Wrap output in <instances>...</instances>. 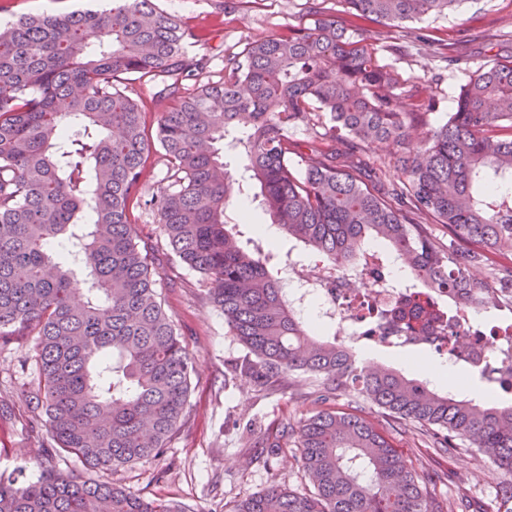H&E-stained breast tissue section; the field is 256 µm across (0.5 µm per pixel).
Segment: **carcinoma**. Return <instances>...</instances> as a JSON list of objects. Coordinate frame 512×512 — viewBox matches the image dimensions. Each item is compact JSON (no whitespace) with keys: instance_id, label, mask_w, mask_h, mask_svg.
<instances>
[{"instance_id":"carcinoma-1","label":"carcinoma","mask_w":512,"mask_h":512,"mask_svg":"<svg viewBox=\"0 0 512 512\" xmlns=\"http://www.w3.org/2000/svg\"><path fill=\"white\" fill-rule=\"evenodd\" d=\"M343 12L400 27L455 9L461 0H342ZM313 22L255 39L224 57V77L179 93L207 59L195 38L153 0H112L102 11L30 15L0 27V342L35 337L37 387L28 403L45 416L41 473L0 479V512H184L109 481L56 469L73 454L112 471L159 456L181 423L193 361L159 300V273L128 219L155 147L168 188L144 200L167 245L203 276L213 305L247 350L241 371L261 387L299 372L327 388L417 425L432 447L484 452L512 475V405L477 403L425 381L371 369L355 347L303 322L281 286L288 253L226 219L232 190L268 211L292 247L345 270L403 257L410 288L428 299L485 290L470 268L512 292V56L488 60L460 85L456 108L414 142L435 99H422L397 61L383 62L379 32L350 29L324 8ZM176 97L156 141L129 82ZM312 135L303 143L292 130ZM400 152L370 160L374 144ZM243 162L235 176L224 156ZM402 172L386 180V168ZM448 228V241L433 225ZM382 339L416 328L380 317ZM300 449L313 491L278 485L227 512H512V480L489 503L464 493L437 501L433 478L407 464L360 410H320L298 429L268 436Z\"/></svg>"}]
</instances>
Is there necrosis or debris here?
Segmentation results:
<instances>
[{
  "label": "necrosis or debris",
  "mask_w": 512,
  "mask_h": 512,
  "mask_svg": "<svg viewBox=\"0 0 512 512\" xmlns=\"http://www.w3.org/2000/svg\"><path fill=\"white\" fill-rule=\"evenodd\" d=\"M365 280L366 287L353 288L343 271L330 269L319 261L306 264L296 257L288 263L284 287L297 313H305L310 305H317L320 320L338 327L346 339L367 346L379 339L374 315L381 310L404 315L435 340L456 335L464 346L461 365L473 361L481 366L512 362V342L503 340L502 325H491L481 331L476 329L473 318L487 300L493 309L508 310L512 307L508 298L495 292L487 300L478 296L450 309L443 306L431 309L422 306L420 297L396 281L389 264L373 266Z\"/></svg>",
  "instance_id": "4bbe7bcc"
}]
</instances>
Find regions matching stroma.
Here are the masks:
<instances>
[{"label":"stroma","instance_id":"obj_1","mask_svg":"<svg viewBox=\"0 0 512 512\" xmlns=\"http://www.w3.org/2000/svg\"><path fill=\"white\" fill-rule=\"evenodd\" d=\"M229 0H156L159 8L178 15L204 42L195 53L206 56L203 79L223 74L224 56L240 51L246 42L312 21L311 0H243L232 8ZM105 0H0V20L28 14H65L100 8ZM428 39L422 53L401 62L404 76L422 97H439L435 114L421 133L443 124L454 111L466 73L486 59L512 56V0H463L456 10L429 15L405 27L383 29L386 43L408 45V32ZM129 218L138 241L158 271L157 291L173 320L179 338L193 358L194 371L186 416L164 452L142 464L113 471L108 479L146 498L162 497L182 505L185 512H224L226 504L259 494L271 484L298 493L308 490L299 469L295 446L278 453L262 448L267 432L283 425L299 426L322 408L347 407L348 396L318 398L317 384L306 375L287 373L271 389H260L241 375L246 351L231 335L223 313L210 302L202 276L181 264L170 251L159 218L142 200L131 201ZM32 340L0 345V478L32 477L40 467L36 458L38 433L44 417L29 412L24 390L35 387L38 369L31 358ZM448 365L447 354L429 346L417 349L377 348L367 360L373 367H391L407 377L421 378L412 361ZM363 415L390 436L410 466L436 476L430 492L447 500L456 492L492 498L499 483L512 474L482 454L461 448L444 453L429 448L427 438L403 422L364 407Z\"/></svg>","mask_w":512,"mask_h":512}]
</instances>
